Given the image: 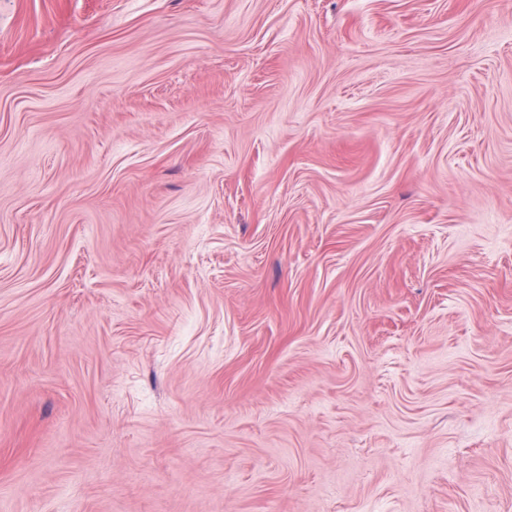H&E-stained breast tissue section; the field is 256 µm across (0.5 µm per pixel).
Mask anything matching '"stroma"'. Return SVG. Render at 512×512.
<instances>
[{
  "label": "stroma",
  "instance_id": "stroma-1",
  "mask_svg": "<svg viewBox=\"0 0 512 512\" xmlns=\"http://www.w3.org/2000/svg\"><path fill=\"white\" fill-rule=\"evenodd\" d=\"M0 512H512V0H0Z\"/></svg>",
  "mask_w": 512,
  "mask_h": 512
}]
</instances>
